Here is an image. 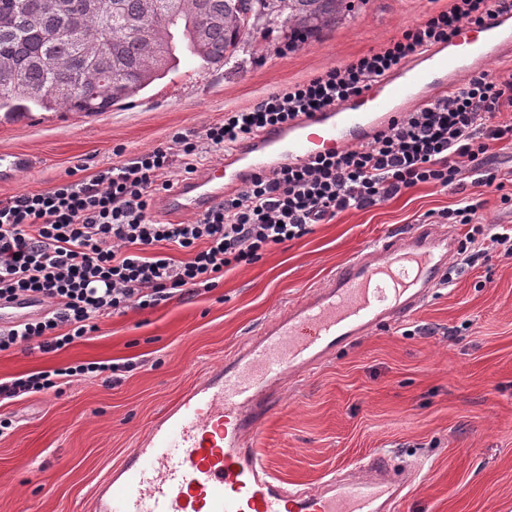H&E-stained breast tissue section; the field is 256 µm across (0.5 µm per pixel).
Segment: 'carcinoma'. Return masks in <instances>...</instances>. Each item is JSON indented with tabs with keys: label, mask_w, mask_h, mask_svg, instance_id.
<instances>
[{
	"label": "carcinoma",
	"mask_w": 512,
	"mask_h": 512,
	"mask_svg": "<svg viewBox=\"0 0 512 512\" xmlns=\"http://www.w3.org/2000/svg\"><path fill=\"white\" fill-rule=\"evenodd\" d=\"M87 2L67 0L60 12L48 0H0V112H109L165 77L181 54L227 65L259 30L300 41L350 7L349 0H176L183 17L202 12L208 24L201 35L182 29L179 45L164 52L168 0L152 13L145 0H99L103 13ZM99 39L106 50L92 59L83 45ZM71 83L75 91H60Z\"/></svg>",
	"instance_id": "obj_1"
}]
</instances>
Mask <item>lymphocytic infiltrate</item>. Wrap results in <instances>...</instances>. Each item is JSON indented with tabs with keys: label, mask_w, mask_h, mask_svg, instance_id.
I'll return each instance as SVG.
<instances>
[{
	"label": "lymphocytic infiltrate",
	"mask_w": 512,
	"mask_h": 512,
	"mask_svg": "<svg viewBox=\"0 0 512 512\" xmlns=\"http://www.w3.org/2000/svg\"><path fill=\"white\" fill-rule=\"evenodd\" d=\"M504 11L512 12V0H452L348 64L225 113L202 141L177 135L169 145L92 175L0 201V301L37 298L48 305L41 316L0 328V352L62 350L129 307L152 309L186 291L216 288L226 271L255 263L271 246L303 238L347 209L374 206L419 184L451 186L463 167L481 171L482 184L493 185L495 175L481 167L491 143L512 141V78L477 72L433 102L393 117L360 147L320 152L254 176L196 221L171 224L153 214L156 196L171 188L172 167L191 177L208 154L360 97L409 57L448 42L461 25ZM481 207L465 197L440 217L471 225L461 251L512 250V228L485 231ZM105 370L83 362L25 374L0 382V397L57 392Z\"/></svg>",
	"instance_id": "obj_1"
}]
</instances>
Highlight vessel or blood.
<instances>
[{"instance_id":"b4317fda","label":"vessel or blood","mask_w":512,"mask_h":512,"mask_svg":"<svg viewBox=\"0 0 512 512\" xmlns=\"http://www.w3.org/2000/svg\"><path fill=\"white\" fill-rule=\"evenodd\" d=\"M510 54L512 14L463 25L448 43L372 84L366 108L339 103L261 131L200 175L177 181L162 212L204 214L276 163L304 159L319 147L343 150L367 141L394 111L430 101ZM32 165L26 153H1L0 180ZM456 246L454 229L421 228L380 239L351 257L162 411L137 448L97 484L90 512H391L408 481L383 457L362 460L356 476L335 475L315 488L291 489L272 472L255 437L287 381L308 377L375 327L410 316L439 286ZM42 310L37 299L0 305V327Z\"/></svg>"}]
</instances>
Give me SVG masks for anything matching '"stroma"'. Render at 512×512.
Returning a JSON list of instances; mask_svg holds the SVG:
<instances>
[{
	"label": "stroma",
	"mask_w": 512,
	"mask_h": 512,
	"mask_svg": "<svg viewBox=\"0 0 512 512\" xmlns=\"http://www.w3.org/2000/svg\"><path fill=\"white\" fill-rule=\"evenodd\" d=\"M449 0H357L297 47L279 36L228 65L180 64L109 112L0 114V153L33 167L0 182V200L53 188L69 170L97 172L169 143L202 136L225 113L380 48ZM484 168L504 191L461 183L485 202L484 224L512 225V142L494 144ZM453 188L420 184L313 233L270 247L225 272L217 288L105 318L63 350L0 352V379L82 362L127 364L119 382L87 377L61 394L0 402L12 433L0 438V512H83L95 484L206 369L231 357L289 302L304 298L374 240L427 225L454 206ZM449 279L412 316L378 326L335 352L308 378L286 384L259 448L291 487H315L384 454L410 480L395 512H512V256L453 255Z\"/></svg>",
	"instance_id": "1"
}]
</instances>
